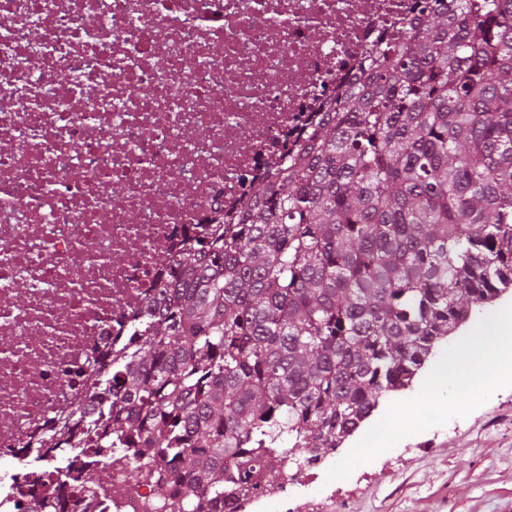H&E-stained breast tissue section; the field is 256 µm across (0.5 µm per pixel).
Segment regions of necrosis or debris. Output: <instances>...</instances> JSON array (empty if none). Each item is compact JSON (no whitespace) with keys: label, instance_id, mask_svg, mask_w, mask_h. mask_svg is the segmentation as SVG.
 Here are the masks:
<instances>
[{"label":"necrosis or debris","instance_id":"1","mask_svg":"<svg viewBox=\"0 0 512 512\" xmlns=\"http://www.w3.org/2000/svg\"><path fill=\"white\" fill-rule=\"evenodd\" d=\"M411 4L0 0V512H40L62 471L96 512H170L125 453L26 449L87 408L168 247L245 202L241 175L318 110L302 79L347 84Z\"/></svg>","mask_w":512,"mask_h":512}]
</instances>
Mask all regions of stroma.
Listing matches in <instances>:
<instances>
[{
  "mask_svg": "<svg viewBox=\"0 0 512 512\" xmlns=\"http://www.w3.org/2000/svg\"><path fill=\"white\" fill-rule=\"evenodd\" d=\"M312 493L335 512H512V387Z\"/></svg>",
  "mask_w": 512,
  "mask_h": 512,
  "instance_id": "obj_1",
  "label": "stroma"
}]
</instances>
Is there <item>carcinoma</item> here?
<instances>
[{
    "mask_svg": "<svg viewBox=\"0 0 512 512\" xmlns=\"http://www.w3.org/2000/svg\"><path fill=\"white\" fill-rule=\"evenodd\" d=\"M416 2L247 203L171 251L96 414L39 447L145 456L178 512H225L341 447L512 288V0ZM510 301L512 303V289L503 293L492 305L485 306L481 310L474 312L466 323L459 326V328L454 333H452L451 341L453 340L454 337L456 338L457 336H459V334H463L469 330H473L483 317L494 313L502 303Z\"/></svg>",
    "mask_w": 512,
    "mask_h": 512,
    "instance_id": "carcinoma-1",
    "label": "carcinoma"
}]
</instances>
